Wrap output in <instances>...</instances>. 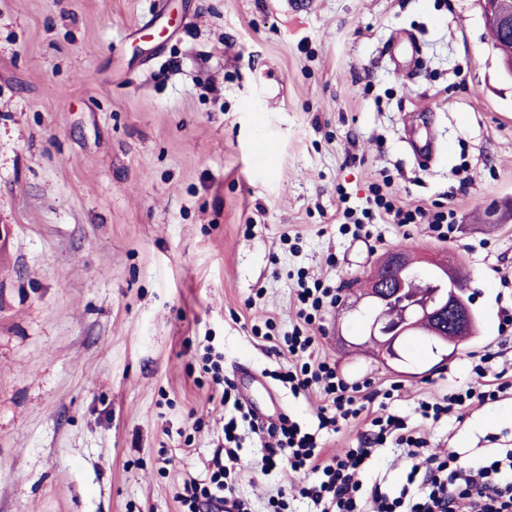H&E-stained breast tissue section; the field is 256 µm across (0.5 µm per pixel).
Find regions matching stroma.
<instances>
[{
    "label": "stroma",
    "mask_w": 512,
    "mask_h": 512,
    "mask_svg": "<svg viewBox=\"0 0 512 512\" xmlns=\"http://www.w3.org/2000/svg\"><path fill=\"white\" fill-rule=\"evenodd\" d=\"M0 0V512H181L224 411L202 371L247 365L316 428L284 338L298 280L336 288L314 358L392 406L466 386L404 344L385 363L347 306L376 261L445 253L469 277L478 334L512 307V80L481 0ZM433 139L428 167L410 140ZM390 180L407 206L455 213L352 235L343 206ZM347 201H340V194ZM270 328L271 340L258 331ZM431 447L512 435V396L426 424ZM240 496L287 488L240 433Z\"/></svg>",
    "instance_id": "35a3bbf8"
}]
</instances>
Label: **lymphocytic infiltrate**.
I'll return each mask as SVG.
<instances>
[{
	"label": "lymphocytic infiltrate",
	"mask_w": 512,
	"mask_h": 512,
	"mask_svg": "<svg viewBox=\"0 0 512 512\" xmlns=\"http://www.w3.org/2000/svg\"><path fill=\"white\" fill-rule=\"evenodd\" d=\"M343 216L356 226L380 220L387 224L428 222L437 240L448 238L446 228L454 224L451 211L427 212L423 208L407 209L399 205L390 181L373 184L362 211L345 208ZM314 338L303 328L294 329L286 345L292 370L279 379L293 394L319 386L325 405L316 414V430H309L291 417H281L267 433L276 445L261 458L262 470L288 467L297 476L295 493L308 501L314 512H512V448L469 455L456 450L438 456L426 453L427 441L409 426L406 417L393 412L371 418L364 439L357 448L344 454L326 457L317 441V430H337L340 423L367 414L361 401L363 384L341 378L328 362L310 363L303 355ZM502 351L474 350L468 353L472 380L465 388L440 397H427L418 403L423 419L439 421L474 403H495L512 394V365L503 362ZM209 371L221 386L220 402L230 409L224 424V445L216 449L208 482H185L177 499L183 512H211L224 499H232L237 512H251L248 501L238 497L232 475L241 466L239 425H254L255 418L240 400L234 399L231 387L225 386L220 359H212ZM405 448L414 460L400 489L385 490L381 484L364 487L359 474L371 463L375 452L386 443Z\"/></svg>",
	"instance_id": "1"
}]
</instances>
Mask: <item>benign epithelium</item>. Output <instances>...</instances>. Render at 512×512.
I'll use <instances>...</instances> for the list:
<instances>
[{"label": "benign epithelium", "instance_id": "benign-epithelium-1", "mask_svg": "<svg viewBox=\"0 0 512 512\" xmlns=\"http://www.w3.org/2000/svg\"><path fill=\"white\" fill-rule=\"evenodd\" d=\"M483 17L499 33L493 50L503 74L512 79V0H483ZM386 260L388 279L369 282L365 297L374 303L390 301L397 305L399 314L393 315L382 306L369 324L370 341L383 347L387 359L401 360V344L424 324L430 326L428 335L447 347L458 348L475 334V317L455 286L448 258L425 262L395 251Z\"/></svg>", "mask_w": 512, "mask_h": 512}]
</instances>
